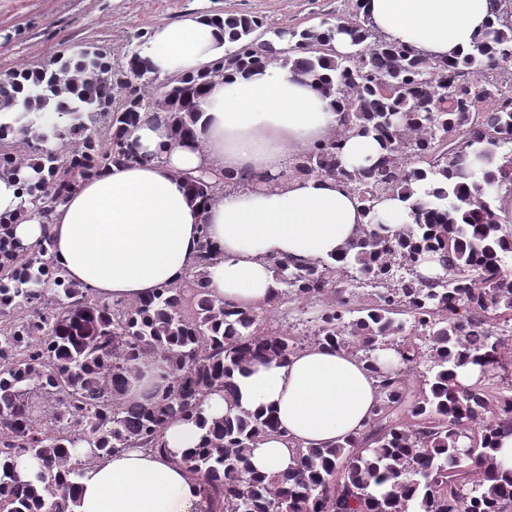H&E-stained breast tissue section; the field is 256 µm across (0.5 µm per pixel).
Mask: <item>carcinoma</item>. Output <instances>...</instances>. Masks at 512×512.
<instances>
[{"label":"carcinoma","mask_w":512,"mask_h":512,"mask_svg":"<svg viewBox=\"0 0 512 512\" xmlns=\"http://www.w3.org/2000/svg\"><path fill=\"white\" fill-rule=\"evenodd\" d=\"M494 20L464 55L431 62L389 43L362 0L301 30H265L259 16L227 14L229 47L204 69L159 84L140 51L114 67L92 49L4 76L0 139L18 133L26 158L0 153V178L24 168L21 204L0 222V512H72L78 480L96 458L128 448L168 453L162 431L174 418L200 425L205 396L234 394L233 372L255 360L284 363L303 342L342 349L377 379L364 428L333 445L298 451L288 470L255 471L251 449L276 432L272 416L245 410L209 426L203 444L178 459L201 485L206 512H508L512 470L495 464L498 439L512 433V383L498 382L512 349V230L499 222L497 182L512 191V93L489 74L512 57V0H494ZM344 32L356 50L337 55ZM274 61L336 96L340 129L303 150L302 176L343 180L368 223L330 259L271 261L276 289L268 304L320 302L301 332L265 329L207 288L217 253L201 238L198 260L178 285L143 300L102 301L72 282L52 254V239L21 253L13 225L33 210L51 215L112 164L142 161L128 137L140 113L162 112L175 142L193 140L206 86L215 77ZM139 86L129 92L128 78ZM156 86L148 97L142 89ZM126 91L113 104L108 92ZM26 106L13 109L17 97ZM66 111L48 135L46 113ZM110 134L101 145L97 126ZM373 135L383 153L348 168L345 140ZM64 142L60 153L50 146ZM207 201L245 188L242 173H188ZM405 204L409 222L390 233L378 219L386 198ZM439 255L444 274L417 266ZM371 287L361 297L351 282ZM160 370L143 382L142 366ZM481 368L462 386L457 371ZM48 409H33V399ZM30 466L22 476L19 466Z\"/></svg>","instance_id":"obj_1"}]
</instances>
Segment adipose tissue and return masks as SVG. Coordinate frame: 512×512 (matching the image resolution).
<instances>
[{"mask_svg": "<svg viewBox=\"0 0 512 512\" xmlns=\"http://www.w3.org/2000/svg\"><path fill=\"white\" fill-rule=\"evenodd\" d=\"M365 9L387 41L433 61L466 53L491 18L489 0H367ZM224 49L223 29L190 15L153 28L141 56L158 75H180L222 57ZM339 118L334 97L275 65L214 78L192 144H172L166 121L141 113L131 138L141 162L110 166L56 209L51 226L31 214L14 235L30 246L51 234L53 255L70 280L105 300L136 301L181 282L204 233L218 249L209 290L238 308H258L275 288L271 259L332 257L367 222L342 181H265L330 137ZM200 169L245 172L253 183L203 203L184 181ZM233 382L234 399L209 395L203 415L219 419L231 409L273 415L279 434L263 438L251 457L264 473L286 469L296 447L329 445L362 429L378 395L363 363L323 345L281 364L250 363ZM202 435L194 422L177 418L162 435L170 456L129 449L95 460L79 480L73 512H192L200 486L175 458Z\"/></svg>", "mask_w": 512, "mask_h": 512, "instance_id": "ef3b65f1", "label": "adipose tissue"}]
</instances>
